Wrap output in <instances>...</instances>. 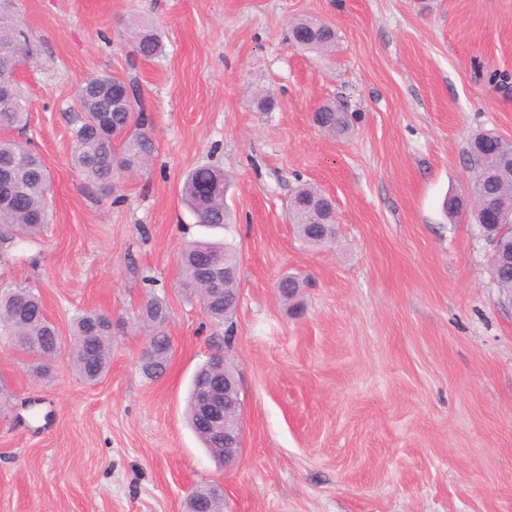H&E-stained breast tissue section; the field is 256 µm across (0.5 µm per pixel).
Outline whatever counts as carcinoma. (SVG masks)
Returning <instances> with one entry per match:
<instances>
[{"label": "carcinoma", "mask_w": 512, "mask_h": 512, "mask_svg": "<svg viewBox=\"0 0 512 512\" xmlns=\"http://www.w3.org/2000/svg\"><path fill=\"white\" fill-rule=\"evenodd\" d=\"M288 40L302 50L326 53L336 43V31L327 23L300 19L288 31ZM132 52L150 60L162 53L161 35L142 20H133L129 26ZM11 47L17 61L23 63L34 55V45L21 28L7 14L0 12V46ZM15 65L0 58V84L10 86L12 106L0 108V240H30L41 231L48 209L50 174L43 158L30 147L9 136L14 129L27 123L29 105L19 86L11 79ZM79 109L74 111L71 136L74 149L72 166L105 195L118 191L120 173L137 172L154 160L152 128L145 117L141 98L134 101L108 99L103 96L76 94ZM323 130L338 138L351 134L349 116L332 103L320 107ZM472 170L471 192L476 204L485 212L489 227L485 233L496 231L495 223L504 216L512 219V165L499 155L485 149V143H472L467 154ZM228 178L218 166L205 164L186 176L182 195L197 218L207 225H224L230 212L224 209V191ZM330 207L327 195L317 186L300 185L289 198L286 211L289 223L308 245L322 248L331 242L318 236L310 225L320 224L324 211ZM217 256L226 266L239 269L236 251L219 242H195L186 245L179 256L182 286L195 298L205 315L218 324L224 322V299H234L238 292V278L219 279L209 285L201 279L204 258ZM490 274L500 291L512 296V269H504L497 257L490 256ZM281 295L293 301L302 288L303 280L293 274L282 279ZM142 319L152 336V350L144 355L142 370L149 378L161 377L172 358L173 342L166 332L168 307L164 300L150 296L142 310ZM0 334L7 336L13 348L28 358L26 372L34 379L51 377V368L61 348L62 339L55 324L46 316L42 300L26 287L0 286ZM112 329L107 315L88 310L73 322L71 335L72 367L88 384L103 379L111 364ZM207 362L196 373L188 399V418L195 434L211 457L224 463L223 445L197 428L196 402L198 385L204 373L211 371ZM194 512H214L220 507L211 485L194 490L189 497Z\"/></svg>", "instance_id": "cac0c4a2"}]
</instances>
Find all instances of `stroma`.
Masks as SVG:
<instances>
[{
  "label": "stroma",
  "mask_w": 512,
  "mask_h": 512,
  "mask_svg": "<svg viewBox=\"0 0 512 512\" xmlns=\"http://www.w3.org/2000/svg\"><path fill=\"white\" fill-rule=\"evenodd\" d=\"M36 46L16 81L51 177L37 238L0 240V282L39 293L62 339L74 317H112V363L82 382L62 349L35 382L0 338V512H184L220 483L224 512H512V299L489 272L468 196L471 139L512 140V0H9ZM161 34L133 55L126 24ZM330 23L304 53L291 21ZM134 82L155 160L104 196L71 165L79 81ZM269 94L272 111L255 100ZM343 102L340 140L312 121ZM223 167L232 222L198 224L181 196L196 166ZM336 201L339 233L314 249L286 203L301 184ZM193 240L239 257L240 302L209 321L179 283ZM307 277L302 314L275 284ZM164 299L174 356L139 366L140 312ZM240 380L243 453L215 463L187 419L215 351ZM288 40L297 48L321 54L334 47L336 31L327 23L300 19L290 26Z\"/></svg>",
  "instance_id": "stroma-1"
}]
</instances>
